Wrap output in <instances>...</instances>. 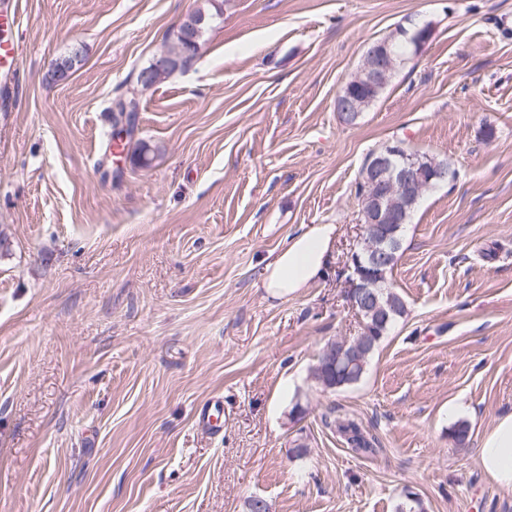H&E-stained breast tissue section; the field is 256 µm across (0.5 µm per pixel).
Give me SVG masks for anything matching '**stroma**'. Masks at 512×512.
I'll use <instances>...</instances> for the list:
<instances>
[{
    "instance_id": "stroma-1",
    "label": "stroma",
    "mask_w": 512,
    "mask_h": 512,
    "mask_svg": "<svg viewBox=\"0 0 512 512\" xmlns=\"http://www.w3.org/2000/svg\"><path fill=\"white\" fill-rule=\"evenodd\" d=\"M216 2L221 23L140 92L119 139L113 97L203 0H9L0 512H246L255 496L270 512H396L409 492L425 512H512L479 465L512 413V0ZM409 17L430 41L344 123L337 95ZM75 45L77 70L47 82ZM392 140L458 177L403 229L389 282L404 317L358 383L326 392L310 376L322 349L360 330L344 298L356 182ZM315 224L336 227L326 276L281 299L257 288L264 259ZM214 397L215 436L197 418ZM339 414L374 453L348 447Z\"/></svg>"
}]
</instances>
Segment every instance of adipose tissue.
<instances>
[{
    "instance_id": "ef3b65f1",
    "label": "adipose tissue",
    "mask_w": 512,
    "mask_h": 512,
    "mask_svg": "<svg viewBox=\"0 0 512 512\" xmlns=\"http://www.w3.org/2000/svg\"><path fill=\"white\" fill-rule=\"evenodd\" d=\"M335 237L336 227L332 224H317L294 236L267 260L258 287L280 298L307 287L323 275ZM479 463L497 485L512 490V414L498 418L487 431Z\"/></svg>"
}]
</instances>
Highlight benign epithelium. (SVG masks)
Returning <instances> with one entry per match:
<instances>
[{
	"label": "benign epithelium",
	"instance_id": "1",
	"mask_svg": "<svg viewBox=\"0 0 512 512\" xmlns=\"http://www.w3.org/2000/svg\"><path fill=\"white\" fill-rule=\"evenodd\" d=\"M398 32L412 35L414 50L420 51L428 42L431 31L427 25L414 21L398 25ZM406 62L393 49V37L375 42L364 53L354 75L353 84L379 88L387 84L396 69ZM175 66L166 55H158L150 69L140 71V82L148 85L158 71ZM366 108V100L349 95L339 99V111L350 112L359 118ZM456 177V170L446 165L425 166L411 155L400 142H391L387 148L372 154L364 179L365 190L361 195V224L356 247L347 265L346 297L358 316L367 313L373 322L361 323V337L351 343L352 350H336L329 344L323 350V361L332 365L341 362L364 360L372 347L371 337L390 319V311L380 304L385 281L376 271L385 267L391 259L394 235L399 225L405 223L412 205L425 191L437 183Z\"/></svg>",
	"mask_w": 512,
	"mask_h": 512
}]
</instances>
